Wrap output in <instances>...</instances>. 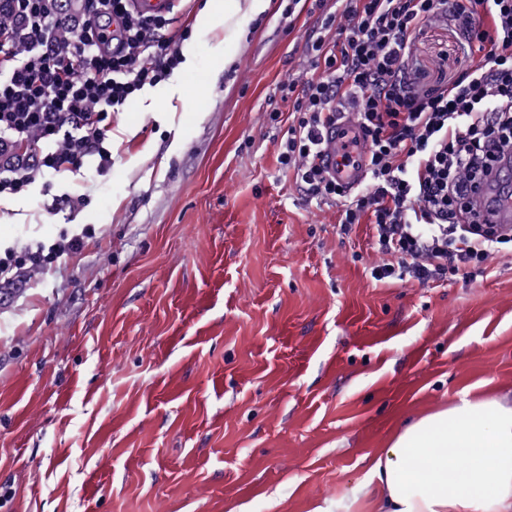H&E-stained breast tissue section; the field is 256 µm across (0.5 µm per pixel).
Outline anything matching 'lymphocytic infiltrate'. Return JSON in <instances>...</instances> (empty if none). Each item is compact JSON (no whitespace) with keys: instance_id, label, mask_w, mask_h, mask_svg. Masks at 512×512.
Segmentation results:
<instances>
[{"instance_id":"obj_1","label":"lymphocytic infiltrate","mask_w":512,"mask_h":512,"mask_svg":"<svg viewBox=\"0 0 512 512\" xmlns=\"http://www.w3.org/2000/svg\"><path fill=\"white\" fill-rule=\"evenodd\" d=\"M0 23V198L38 178L112 167L111 117L181 64L171 16L133 14L129 0H8ZM451 28L466 63L430 84L410 63L417 32ZM306 51L317 71L282 86L294 116L280 164L304 196L340 204L349 233L370 225L378 282L441 283L468 270L487 276L512 229L483 227L473 198L498 157L512 152V0H336ZM350 116L367 146L368 179L349 191L316 163L329 122ZM92 227L0 253V286H20L80 253Z\"/></svg>"}]
</instances>
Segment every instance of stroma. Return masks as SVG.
Returning a JSON list of instances; mask_svg holds the SVG:
<instances>
[{"instance_id":"35a3bbf8","label":"stroma","mask_w":512,"mask_h":512,"mask_svg":"<svg viewBox=\"0 0 512 512\" xmlns=\"http://www.w3.org/2000/svg\"><path fill=\"white\" fill-rule=\"evenodd\" d=\"M206 2L178 7L183 63L113 113L108 173L0 200L4 247L96 231L0 304V512H314L406 422L512 391V242L477 281L371 279L369 228L277 160L320 10L206 28ZM413 51L432 83L464 63L438 24Z\"/></svg>"}]
</instances>
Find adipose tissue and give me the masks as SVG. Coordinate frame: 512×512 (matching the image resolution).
Masks as SVG:
<instances>
[{
	"label": "adipose tissue",
	"instance_id": "adipose-tissue-1",
	"mask_svg": "<svg viewBox=\"0 0 512 512\" xmlns=\"http://www.w3.org/2000/svg\"><path fill=\"white\" fill-rule=\"evenodd\" d=\"M369 512H512V396L461 398L372 459Z\"/></svg>",
	"mask_w": 512,
	"mask_h": 512
}]
</instances>
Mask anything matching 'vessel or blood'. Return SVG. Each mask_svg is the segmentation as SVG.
<instances>
[{
  "instance_id": "1",
  "label": "vessel or blood",
  "mask_w": 512,
  "mask_h": 512,
  "mask_svg": "<svg viewBox=\"0 0 512 512\" xmlns=\"http://www.w3.org/2000/svg\"><path fill=\"white\" fill-rule=\"evenodd\" d=\"M178 0H130L135 14L143 16L171 13ZM322 167L345 188H359L367 175V149L358 129L349 122H331L323 134L319 159ZM480 209L487 223L512 224V166L499 173L477 193Z\"/></svg>"
}]
</instances>
